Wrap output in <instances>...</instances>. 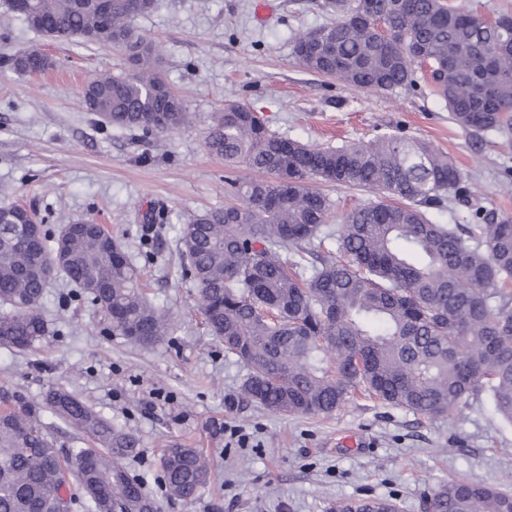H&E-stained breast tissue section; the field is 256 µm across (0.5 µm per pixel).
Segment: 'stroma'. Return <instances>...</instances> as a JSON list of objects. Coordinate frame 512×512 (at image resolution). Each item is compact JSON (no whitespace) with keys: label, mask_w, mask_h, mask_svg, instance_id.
Segmentation results:
<instances>
[{"label":"stroma","mask_w":512,"mask_h":512,"mask_svg":"<svg viewBox=\"0 0 512 512\" xmlns=\"http://www.w3.org/2000/svg\"><path fill=\"white\" fill-rule=\"evenodd\" d=\"M158 0L133 25L164 48L165 79L194 123L161 135L106 125L87 111L84 84L130 73L118 50L78 39L55 41L29 28L0 0V55L45 52L39 74L0 67V205L30 208L51 231L107 225L135 256L147 299L170 329L141 346L113 331L108 315L58 278L44 301L47 332L32 348L0 346V388L42 401L62 385L134 436L124 459L158 512H336L358 499H388L397 512H422L424 497L451 477L512 493V424L486 395L428 418L357 398L329 416L285 417L243 399L247 369L205 327L197 288L177 258L178 224L223 207L227 180L248 177L206 145L225 105L261 112L271 131L313 147H336L398 133L450 156L467 178L472 204L431 212L440 224H472V205L512 217V135L455 124L423 68L391 91L357 89L302 67L297 34L333 21L324 0ZM333 201L329 227L377 193L321 184ZM165 212L166 223L150 217ZM158 252L146 261L143 250ZM238 427L231 435L230 427ZM182 442L201 449L210 478L196 500L165 494L160 457Z\"/></svg>","instance_id":"1"}]
</instances>
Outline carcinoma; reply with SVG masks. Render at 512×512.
Returning a JSON list of instances; mask_svg holds the SVG:
<instances>
[{"instance_id":"1","label":"carcinoma","mask_w":512,"mask_h":512,"mask_svg":"<svg viewBox=\"0 0 512 512\" xmlns=\"http://www.w3.org/2000/svg\"><path fill=\"white\" fill-rule=\"evenodd\" d=\"M377 0L376 21L402 38L382 46L367 23L350 20L356 4L328 0L336 21L319 28L322 53L338 69L299 51L307 70L344 85L388 91L412 82L416 53L431 60L434 91L452 119L475 132L512 130V18L484 16L445 0H415L400 10ZM42 33L70 31L110 45L132 64L128 75L103 74L86 85L84 102L108 124L146 134L192 121L160 70L162 44L133 28L122 0L104 16L76 0H31ZM453 66H448V59ZM207 146L231 167L258 178L231 183L234 201L178 225L182 269L199 290L209 331L247 368L243 398L284 416L336 411L360 392L426 417L449 415L471 395L486 393L512 424V218L478 208L477 223L438 224L432 211L450 197H469L462 172L426 142L384 134L336 148H314L272 132L262 115L227 105L209 128ZM317 179L396 199L371 202L324 229L330 199ZM25 212L0 207V345L24 350L46 335L43 301L57 237L38 234L16 244ZM72 233L62 276L98 304L112 329L151 345L168 320L145 297L133 257L112 237ZM336 239L339 257L324 252ZM49 410L92 440L62 451L41 420ZM138 442L62 387L39 405L19 391L0 392V512H146L157 508L121 464ZM167 494L193 501L208 464L198 448L163 450ZM78 495L64 499L66 475ZM337 512H396L387 500L344 502ZM425 512H512V494L452 479L426 499Z\"/></svg>"}]
</instances>
